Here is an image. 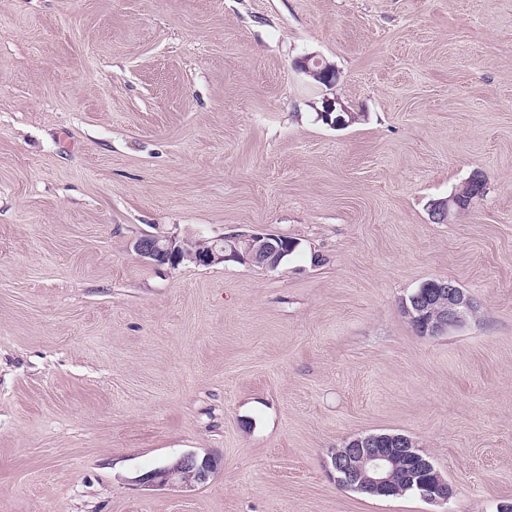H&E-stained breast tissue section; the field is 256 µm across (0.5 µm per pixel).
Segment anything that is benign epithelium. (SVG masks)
<instances>
[{
  "label": "benign epithelium",
  "mask_w": 512,
  "mask_h": 512,
  "mask_svg": "<svg viewBox=\"0 0 512 512\" xmlns=\"http://www.w3.org/2000/svg\"><path fill=\"white\" fill-rule=\"evenodd\" d=\"M336 112V101L325 100L319 118L327 125L340 128L346 124ZM456 205L451 198L430 204L432 219L452 217ZM133 250L141 258L158 265L177 266L184 261L208 266L228 260L258 267L276 269L282 261L281 244L266 240L261 233H236L213 239L206 251L194 247L189 238L167 235H147L133 243ZM475 310V304L461 288L451 281H440L417 289L409 299L402 301V312L423 336H439L458 327ZM416 441L401 434H367L352 438L331 456L330 466L338 485L371 494L388 496L397 485V460L405 457L413 462L417 472L425 473L429 480L418 485L422 499L446 504L455 490L434 467L433 463L417 453ZM214 465L208 458L194 454L182 455L162 468L141 478L151 489H193L205 483L213 473Z\"/></svg>",
  "instance_id": "obj_1"
}]
</instances>
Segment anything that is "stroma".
Instances as JSON below:
<instances>
[{
	"mask_svg": "<svg viewBox=\"0 0 512 512\" xmlns=\"http://www.w3.org/2000/svg\"><path fill=\"white\" fill-rule=\"evenodd\" d=\"M338 73L326 87L296 68ZM356 117L318 120L323 98ZM486 189L447 224L430 200ZM285 236L277 270L145 234ZM429 280L475 316L419 335ZM412 437L444 505L339 486ZM188 452L189 491L141 474ZM512 500V0H0V512H495Z\"/></svg>",
	"mask_w": 512,
	"mask_h": 512,
	"instance_id": "stroma-1",
	"label": "stroma"
}]
</instances>
